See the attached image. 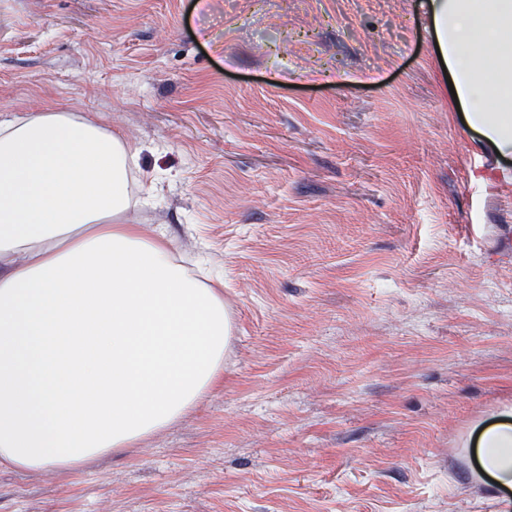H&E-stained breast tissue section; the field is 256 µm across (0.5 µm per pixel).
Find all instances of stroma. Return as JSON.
<instances>
[{
  "instance_id": "35a3bbf8",
  "label": "stroma",
  "mask_w": 512,
  "mask_h": 512,
  "mask_svg": "<svg viewBox=\"0 0 512 512\" xmlns=\"http://www.w3.org/2000/svg\"><path fill=\"white\" fill-rule=\"evenodd\" d=\"M428 0H0V119L140 149L224 381L0 512H512L472 437L512 409V153L453 106Z\"/></svg>"
}]
</instances>
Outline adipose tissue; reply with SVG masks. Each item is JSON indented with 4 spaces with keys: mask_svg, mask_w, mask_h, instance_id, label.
<instances>
[{
    "mask_svg": "<svg viewBox=\"0 0 512 512\" xmlns=\"http://www.w3.org/2000/svg\"><path fill=\"white\" fill-rule=\"evenodd\" d=\"M458 105L512 151V0H429ZM138 148L62 109L0 120V466L78 469L196 407L224 373V300L164 231L117 223ZM477 480L512 489V421Z\"/></svg>",
    "mask_w": 512,
    "mask_h": 512,
    "instance_id": "adipose-tissue-1",
    "label": "adipose tissue"
}]
</instances>
